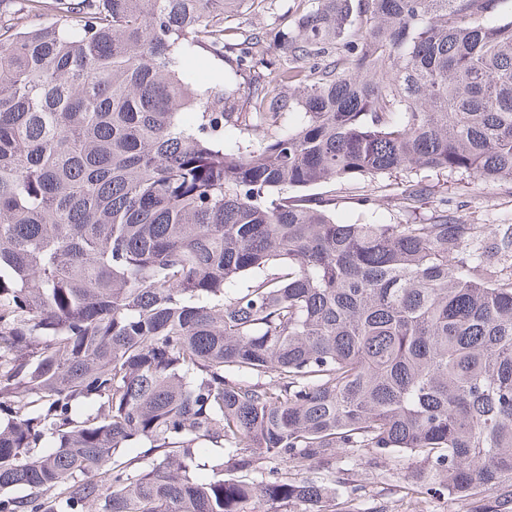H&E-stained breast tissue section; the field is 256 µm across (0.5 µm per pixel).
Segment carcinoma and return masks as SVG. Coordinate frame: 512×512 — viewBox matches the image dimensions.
Segmentation results:
<instances>
[{
	"instance_id": "obj_1",
	"label": "carcinoma",
	"mask_w": 512,
	"mask_h": 512,
	"mask_svg": "<svg viewBox=\"0 0 512 512\" xmlns=\"http://www.w3.org/2000/svg\"><path fill=\"white\" fill-rule=\"evenodd\" d=\"M510 1L302 0L233 112L179 53L247 0H15L0 512H378L397 458L414 512H512V225L448 216L455 178L512 181ZM378 175L405 220L297 194ZM392 482L375 478L366 488L365 502L362 508L371 506H383L386 512H411L410 504L406 500H399L395 495H390L385 488ZM384 489V490H383Z\"/></svg>"
}]
</instances>
